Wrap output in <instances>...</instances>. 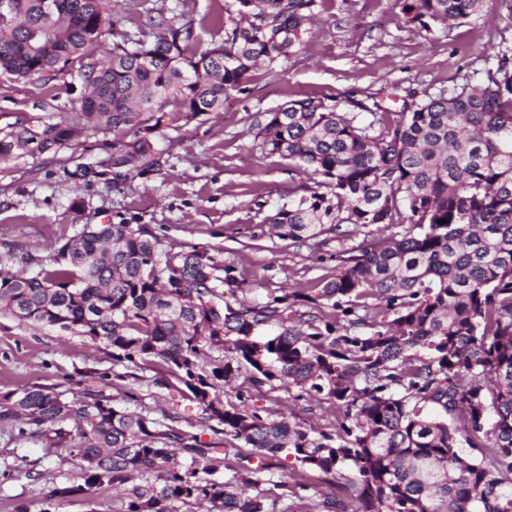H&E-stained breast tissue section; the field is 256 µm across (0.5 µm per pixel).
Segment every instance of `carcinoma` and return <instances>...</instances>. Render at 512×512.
<instances>
[{
    "label": "carcinoma",
    "mask_w": 512,
    "mask_h": 512,
    "mask_svg": "<svg viewBox=\"0 0 512 512\" xmlns=\"http://www.w3.org/2000/svg\"><path fill=\"white\" fill-rule=\"evenodd\" d=\"M9 2L0 75L76 82L82 96L57 122L18 115L0 127V164L101 134L106 160L63 176L129 190L163 174L168 131L224 111L257 67L296 54L321 4L230 0L224 35L203 48L192 21L158 0L133 30L110 0H60L68 12L53 18L43 0ZM484 3L402 0V12L428 28ZM36 32L61 42L36 53ZM354 108L294 100L255 123L261 150L313 181L266 221L299 246L336 240L329 280L232 306L231 267L124 218L81 224L48 261L26 257L28 274L0 273L1 312L102 344L115 363L160 362L157 383L173 377L210 430L267 458L221 455L102 390L75 403L33 386L0 396V427L77 462L78 480L46 500L111 487L112 512H297L278 508L291 479L299 500L331 487L323 512H512V55L501 53L487 85L414 100L384 123L378 102ZM240 377L245 390L224 401ZM280 388L333 405V428L316 433L255 405ZM465 447L478 454L463 457ZM282 451L299 469L261 478Z\"/></svg>",
    "instance_id": "carcinoma-1"
}]
</instances>
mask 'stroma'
<instances>
[{
  "label": "stroma",
  "mask_w": 512,
  "mask_h": 512,
  "mask_svg": "<svg viewBox=\"0 0 512 512\" xmlns=\"http://www.w3.org/2000/svg\"><path fill=\"white\" fill-rule=\"evenodd\" d=\"M226 0H166L168 8L192 19L202 42L223 31ZM512 48V0H487L482 12L453 27L424 29L406 24L399 0H324L296 55L279 74L258 69L250 91L228 99L220 116H204L175 132L166 173L134 190L102 184L81 187L63 175L71 157L99 158L94 135L85 134L75 149L44 155L40 165L20 158L0 166V270H16L25 255L47 257L62 236H71L68 206L74 197L86 203L85 221L105 224L116 215L153 225L165 244L178 250L207 251L234 266L235 283L224 299L265 300L269 290L291 287L294 280L335 274V243L297 247L271 235L266 221L290 201L304 183L293 162L260 149L253 126L258 113L292 100L354 98L371 102L388 91L389 106L400 110L408 92L425 99L450 96L465 83L485 81L500 49ZM80 90L61 81L34 85L0 76V125L16 115L46 117L78 107ZM108 374L107 389L117 407L134 406L163 418L175 428L210 442L214 433L199 423L200 412L177 388L155 382L154 364L117 365L109 349L56 328L35 327L0 313V395L34 385L79 397ZM290 420L325 429L335 421L329 409H311L303 399L277 391L261 399ZM10 463L0 477V512H112L115 493L104 488L93 497L76 495L46 502L53 485L74 480L76 469L65 456L47 454L37 438L18 441L0 429V462Z\"/></svg>",
  "instance_id": "1"
}]
</instances>
